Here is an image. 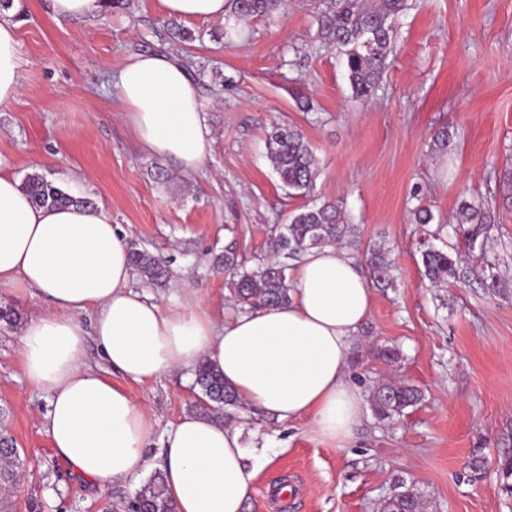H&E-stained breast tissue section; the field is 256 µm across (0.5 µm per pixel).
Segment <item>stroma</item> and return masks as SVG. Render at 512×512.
Returning a JSON list of instances; mask_svg holds the SVG:
<instances>
[{
	"label": "stroma",
	"instance_id": "1",
	"mask_svg": "<svg viewBox=\"0 0 512 512\" xmlns=\"http://www.w3.org/2000/svg\"><path fill=\"white\" fill-rule=\"evenodd\" d=\"M324 0H288L282 19L224 37L220 19L183 20L188 39L173 43L160 0H128L91 21H56L49 0H14L24 61L20 97L0 107V168L39 173L110 211L113 223L159 258L164 285L133 278L168 308L184 289L215 315L237 307L216 259L227 251L268 256L302 197L289 194L268 158L271 124L298 126L314 147L321 174L315 197L341 202L363 244H383L396 268L394 287L374 290L371 314L351 348L347 377L370 392L398 377L419 386L422 404L398 421L366 410L354 438L338 449L319 442L306 420L278 424L249 410L241 437L260 471L244 512H378L398 484L421 489L427 512H512L501 465L512 459V203L500 182L512 157V0H408L396 46L373 98H351L346 71L315 37ZM180 57L196 82L211 130L204 169L182 174L171 159L146 151L124 118L110 76L139 53ZM313 108L303 112L297 95ZM448 128L444 153L432 134ZM494 208L497 284L473 277L483 264L452 231L460 200ZM432 210L449 231L441 245L457 253L466 286H431L419 246L430 228L414 209ZM18 322L0 321V407L24 451L26 477L12 499L18 512H125L137 483L100 491L57 458L44 429L48 402L23 370L19 339L42 304L0 297ZM398 347L387 365L378 347ZM104 377L144 402L156 420L147 449L161 463L160 436L196 400L187 372L147 384ZM486 464L473 472L474 456ZM271 464H264V457Z\"/></svg>",
	"mask_w": 512,
	"mask_h": 512
}]
</instances>
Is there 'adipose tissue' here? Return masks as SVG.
<instances>
[{
    "mask_svg": "<svg viewBox=\"0 0 512 512\" xmlns=\"http://www.w3.org/2000/svg\"><path fill=\"white\" fill-rule=\"evenodd\" d=\"M17 25L0 11V106L21 93ZM117 100L141 145L203 168L211 131L197 85L176 56L138 54L114 78ZM125 232L91 207L33 205L0 169V292L44 306L29 318L20 359L49 402L45 429L55 453L99 490L139 481L156 422L147 408L86 362L88 341L132 383L199 362L214 364L244 408L278 423L307 419L321 442L341 448L363 420L365 395L346 374L352 340L371 312L372 287L348 248L304 251L289 274L288 303L217 321L188 302L163 308L131 285ZM160 465L179 512H242L258 470L240 430L189 414L162 440Z\"/></svg>",
    "mask_w": 512,
    "mask_h": 512,
    "instance_id": "obj_1",
    "label": "adipose tissue"
}]
</instances>
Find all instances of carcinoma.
Instances as JSON below:
<instances>
[{"label":"carcinoma","mask_w":512,"mask_h":512,"mask_svg":"<svg viewBox=\"0 0 512 512\" xmlns=\"http://www.w3.org/2000/svg\"><path fill=\"white\" fill-rule=\"evenodd\" d=\"M229 6L227 20L234 24L224 28L226 34L253 20L282 14L285 0H230ZM406 9V0H330L318 13L316 37L345 65L355 100L366 102L375 94L395 42V19ZM266 148L272 168L284 187L298 196H310L321 174V163L302 131L290 124H274L267 134ZM22 188L36 205L93 204V200L73 196L55 181L39 174L28 176ZM456 221L473 225L466 231L469 243H479L483 252L491 248L490 225L496 223L491 210L477 209L462 199L458 203ZM352 232L353 225L347 222L343 207L337 202L312 200L300 206L288 216V223L282 226L274 242L276 253L283 259H263L248 268L235 253H224L230 297L244 311L288 302V270L291 269L288 260L311 248L337 245L349 239ZM129 253L132 267L144 281L158 284L165 280L163 264L147 250L132 243ZM420 258L424 276L433 286L447 285L459 278L458 260L434 244L425 245ZM366 265L376 287L395 286L394 267L382 246L368 247ZM196 385L201 401L195 408L200 412L222 418L224 411L240 408L238 397L224 385V377L205 361L196 369ZM423 399V392L415 385L380 379L373 388L371 406L379 418L394 421ZM21 468L20 450L15 440L0 429V512H11V487ZM424 506L423 494L406 487L384 500L380 512H424ZM130 508L137 512H179L176 502L166 492L160 472L149 479Z\"/></svg>","instance_id":"carcinoma-1"}]
</instances>
